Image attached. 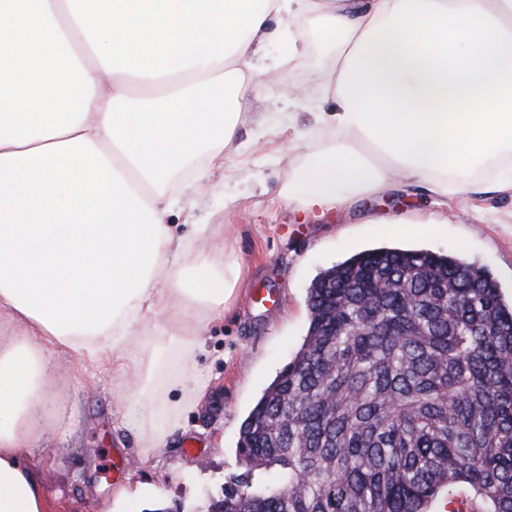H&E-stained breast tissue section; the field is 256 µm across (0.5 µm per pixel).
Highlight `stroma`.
<instances>
[{
	"label": "stroma",
	"mask_w": 512,
	"mask_h": 512,
	"mask_svg": "<svg viewBox=\"0 0 512 512\" xmlns=\"http://www.w3.org/2000/svg\"><path fill=\"white\" fill-rule=\"evenodd\" d=\"M335 45L307 33L303 54L278 83L250 93V119L229 152L208 169L209 190L187 189L166 216L177 237L195 242L198 229L230 226L227 245L247 275L235 308L211 321L194 352L196 376L208 389L182 407L175 429L158 447L138 431L118 428L126 408L111 366L71 377L51 399L48 445L29 459L53 512H206L224 485L242 474L241 425L263 391L300 349L309 327L307 290L316 275L366 249L396 243L457 256L487 268L512 297V193L437 203L414 185L364 198L346 211L316 217L288 200L289 171L331 139L308 111H330L322 74ZM436 220L433 233L403 240L385 234L383 220ZM127 489L120 502L117 487Z\"/></svg>",
	"instance_id": "stroma-1"
}]
</instances>
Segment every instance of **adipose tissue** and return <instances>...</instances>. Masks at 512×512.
Segmentation results:
<instances>
[{"label": "adipose tissue", "instance_id": "1", "mask_svg": "<svg viewBox=\"0 0 512 512\" xmlns=\"http://www.w3.org/2000/svg\"><path fill=\"white\" fill-rule=\"evenodd\" d=\"M274 18L288 54L267 62ZM306 24L336 44V106L316 115L334 137L289 198L346 209L400 179L512 192V0H0V512H51L26 455L58 354L111 362L120 424L152 447L170 390L202 397L191 356L242 272L190 257L164 217L234 149L257 75L301 53Z\"/></svg>", "mask_w": 512, "mask_h": 512}]
</instances>
